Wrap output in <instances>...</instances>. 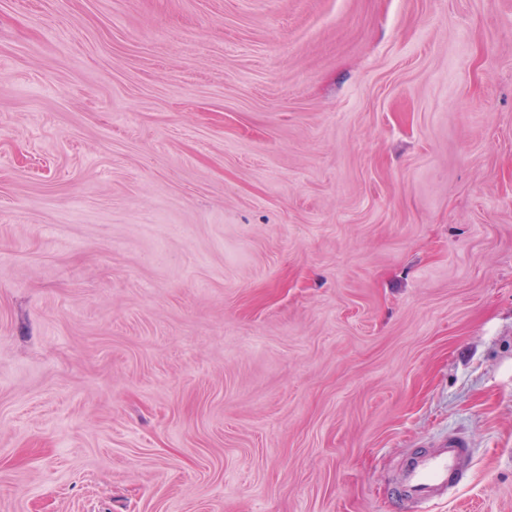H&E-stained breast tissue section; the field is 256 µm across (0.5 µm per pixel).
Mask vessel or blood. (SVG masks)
I'll return each mask as SVG.
<instances>
[{
    "mask_svg": "<svg viewBox=\"0 0 512 512\" xmlns=\"http://www.w3.org/2000/svg\"><path fill=\"white\" fill-rule=\"evenodd\" d=\"M468 470L466 442L458 437L445 439L406 458L402 480L394 496L401 503H435L459 488L465 482Z\"/></svg>",
    "mask_w": 512,
    "mask_h": 512,
    "instance_id": "b4317fda",
    "label": "vessel or blood"
}]
</instances>
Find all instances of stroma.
<instances>
[{"mask_svg": "<svg viewBox=\"0 0 512 512\" xmlns=\"http://www.w3.org/2000/svg\"><path fill=\"white\" fill-rule=\"evenodd\" d=\"M512 512V0H0V512ZM469 461L462 438L448 437L433 448H421L405 459L394 496L399 503H435L465 482Z\"/></svg>", "mask_w": 512, "mask_h": 512, "instance_id": "obj_1", "label": "stroma"}]
</instances>
